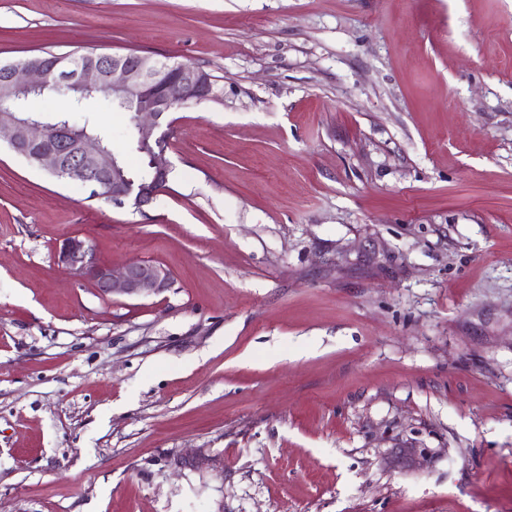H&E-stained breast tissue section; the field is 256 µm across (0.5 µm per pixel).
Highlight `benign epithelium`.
<instances>
[{
	"instance_id": "benign-epithelium-1",
	"label": "benign epithelium",
	"mask_w": 512,
	"mask_h": 512,
	"mask_svg": "<svg viewBox=\"0 0 512 512\" xmlns=\"http://www.w3.org/2000/svg\"><path fill=\"white\" fill-rule=\"evenodd\" d=\"M49 90L73 97L74 107L104 96L122 109H132L133 146L144 156L150 178L137 180L111 149L70 123L35 114L28 103ZM210 78L194 66L167 64L149 55H114L90 62L53 65L45 57L0 65V140L43 172L97 186L98 196L122 206L132 202L140 212L153 206L166 185L171 166L163 143L171 135L166 115L191 101L211 97ZM58 264L74 274H88L104 295L148 297L172 286L168 271L132 261L115 271L96 261L90 242L79 236L62 241Z\"/></svg>"
}]
</instances>
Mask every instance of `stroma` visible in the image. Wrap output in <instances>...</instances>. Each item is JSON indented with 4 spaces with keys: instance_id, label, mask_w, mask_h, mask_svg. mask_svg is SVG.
Wrapping results in <instances>:
<instances>
[{
    "instance_id": "35a3bbf8",
    "label": "stroma",
    "mask_w": 512,
    "mask_h": 512,
    "mask_svg": "<svg viewBox=\"0 0 512 512\" xmlns=\"http://www.w3.org/2000/svg\"><path fill=\"white\" fill-rule=\"evenodd\" d=\"M89 50L217 98L143 213L0 146V512H512V0H0ZM58 264L74 274H88L103 295L148 297L172 286V278L161 266L132 261L115 271L112 265L98 263L90 242L79 236L62 241L55 251Z\"/></svg>"
}]
</instances>
